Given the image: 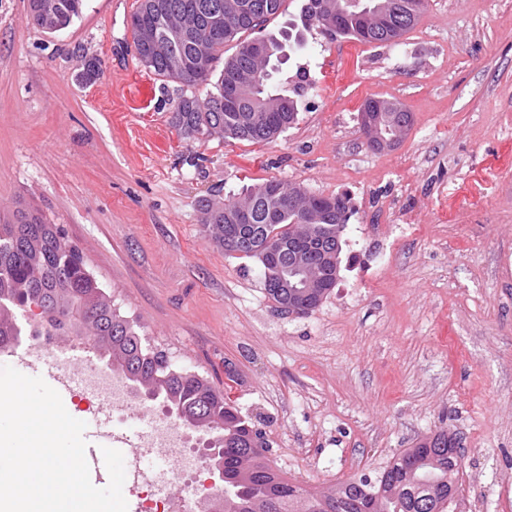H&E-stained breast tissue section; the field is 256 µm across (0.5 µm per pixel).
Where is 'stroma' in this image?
Here are the masks:
<instances>
[{"mask_svg": "<svg viewBox=\"0 0 512 512\" xmlns=\"http://www.w3.org/2000/svg\"><path fill=\"white\" fill-rule=\"evenodd\" d=\"M136 6L85 0L46 33L29 0H0V213L59 225L116 313L224 390L289 482L322 491L448 431L463 512H512V0H427L394 43L310 26L284 67L311 83L297 119L253 145L178 135L177 83L133 52ZM370 99L411 112L396 149L365 144ZM271 179L353 208L340 279L304 316L202 224L205 201ZM401 212L418 231L384 226Z\"/></svg>", "mask_w": 512, "mask_h": 512, "instance_id": "1", "label": "stroma"}]
</instances>
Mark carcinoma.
I'll return each instance as SVG.
<instances>
[{"label": "carcinoma", "instance_id": "carcinoma-1", "mask_svg": "<svg viewBox=\"0 0 512 512\" xmlns=\"http://www.w3.org/2000/svg\"><path fill=\"white\" fill-rule=\"evenodd\" d=\"M216 0H138L131 16L132 35L143 27H151L171 17L202 20L214 8ZM265 9L254 13L248 9L236 23L233 34L202 30L201 38L173 44L163 51L145 50L139 63L154 71L163 80L177 81L191 88L209 84L217 77L214 90L204 100L181 92L171 116V125L178 134L193 141L221 137L237 142L258 144L268 142L296 119L303 84L286 80L272 83L282 58L274 59L261 69L240 51L252 41L250 34L260 29L268 18L277 14L285 0H259ZM393 3L392 24L377 32L361 18L352 15L348 0H337L340 11L336 29L328 35L354 38L364 43H386L412 30L418 20L405 18L403 4ZM33 24L44 29L43 13L50 11L57 22L70 26L82 13L83 0H29ZM265 41L302 52L306 43L299 35L282 31L269 35ZM233 45L234 52L224 55V47ZM204 54L210 65L196 67V59ZM242 71L251 72L248 92L265 101L261 109L266 119L261 126L243 130L235 136L228 129L236 126L238 114L224 106L226 91ZM288 189V182L271 179L247 188L245 202L250 212L240 220V203L228 199L214 205H203L202 224L215 234L224 246L226 225L245 223L252 227L250 243L231 248L241 258L259 264L264 289L276 307L285 311L288 292L274 287L267 279L266 264L260 249L267 237L281 240L283 250L279 262H288V245L307 249L319 258L324 243L314 237L305 241L288 240L290 225L301 223L300 213L273 203L271 192ZM332 221L347 222L349 200L336 194L317 196ZM61 229L47 224L33 212L19 209L8 221H0V344L22 335V326L15 313L28 311L36 304L42 310V326L79 336L94 343L100 356L112 370L147 391L158 390L162 399L174 410L175 418L187 427L215 425L224 434V454L216 462L224 467L223 512H326V502L337 504V512H461V485L457 476L461 463L448 449L459 440L444 432L399 454L384 468L372 475L352 478L330 492L312 493L300 484L278 476L266 460L262 433L241 411L224 397L207 378L164 367V356L149 351L142 343L136 325L112 311L108 297L99 292V285L83 268L82 257L70 256L61 242Z\"/></svg>", "mask_w": 512, "mask_h": 512}]
</instances>
